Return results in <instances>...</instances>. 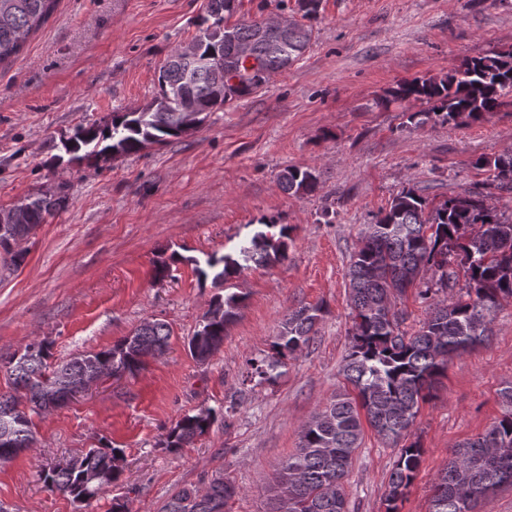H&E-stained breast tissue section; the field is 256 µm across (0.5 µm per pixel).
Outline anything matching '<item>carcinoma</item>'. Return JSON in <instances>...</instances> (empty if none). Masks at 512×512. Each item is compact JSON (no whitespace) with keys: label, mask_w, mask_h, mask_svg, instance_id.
I'll return each mask as SVG.
<instances>
[{"label":"carcinoma","mask_w":512,"mask_h":512,"mask_svg":"<svg viewBox=\"0 0 512 512\" xmlns=\"http://www.w3.org/2000/svg\"><path fill=\"white\" fill-rule=\"evenodd\" d=\"M238 2L208 0L205 20L222 25V36L216 38L209 28L201 29L195 37V57L174 53L160 67L158 91L148 104L114 112L112 121L102 126H77L64 145L69 158L58 155L56 161L107 163L111 154L117 158L136 154L197 130L207 113L268 83L246 72L237 84L224 81V67L235 63L234 50L241 44L253 46L256 57L274 75L302 58L311 41L310 26L302 24L288 32L269 29L260 37L256 22L229 23ZM58 3L0 0V66L20 54ZM509 95L512 49L465 59L443 76L401 82L386 92L382 102H425L429 108L411 113L409 123L417 127L439 121L459 127L496 111ZM475 166L488 172V185L512 188L511 153L481 157ZM318 184L319 175L312 169L289 167L279 177L282 190L296 196L315 192ZM23 201L27 212L23 220L12 223V236L20 238L45 223L66 197L61 190L51 195L38 192ZM259 225L261 229L241 241L235 251L213 253L205 266H196L199 279L222 287L250 262L271 266L285 259L283 238L288 225H280L277 236L267 232L276 221L263 219ZM461 277L465 278V293L449 302L431 304L417 331L403 328L406 317L395 308L394 298L416 288L426 300L435 290L455 288ZM347 278L353 326L342 375L348 388L302 426L299 448L283 462L272 489L269 512H349L344 481L366 425L398 448L385 502L386 512H399L424 455L417 439L400 445L411 434L420 404L432 396L451 357L489 340L503 302L512 300V220H502L481 192L452 195L430 210L417 189L405 187L360 231ZM242 301L236 293L214 296L198 329L187 339L193 359L205 362L220 349ZM322 313L319 305L288 313L271 344V354L250 361L247 376L260 383L276 381L288 356L314 339ZM171 337L166 322L146 320L112 347L86 352L57 366L48 363V341L26 345L6 366L13 392H0V426L9 425L12 447H34L32 416L66 402L62 390L47 391L57 375L76 380L95 368L135 375L148 358L168 350ZM215 419L216 411L210 408L182 417L166 435L165 446L182 448L193 443ZM122 460V449L94 446L85 451L79 467L45 468L41 479L47 490L84 504L104 492L96 475L108 472L112 481L119 479ZM503 484L512 485V410L485 433L451 451L434 483L430 512H480L489 493ZM236 494L235 485L218 471L202 492L192 487L175 491L161 512H225Z\"/></svg>","instance_id":"cac0c4a2"}]
</instances>
